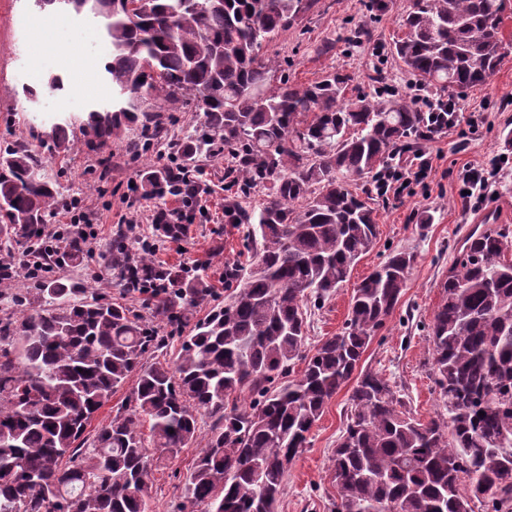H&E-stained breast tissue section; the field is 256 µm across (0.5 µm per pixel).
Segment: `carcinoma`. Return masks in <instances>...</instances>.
I'll use <instances>...</instances> for the list:
<instances>
[{
    "mask_svg": "<svg viewBox=\"0 0 512 512\" xmlns=\"http://www.w3.org/2000/svg\"><path fill=\"white\" fill-rule=\"evenodd\" d=\"M37 2L105 19L113 98L53 124L37 146L0 147V237L39 258L42 230L69 202L40 148L64 156L136 130L129 155L138 160L166 135L162 103L180 98L203 121L172 143L167 163L143 167L136 192L190 210L206 190L200 158H227L224 179L238 191L224 214L246 225L256 261L247 273L228 269L233 294L195 322L210 296L208 267L160 262L116 232L106 270L143 296L152 318L192 326L171 364L146 361L165 337L92 288L52 279L15 295L22 317H0V512H147L154 462L197 442L201 413L213 422L184 483L187 506L276 512L288 465L356 371L330 458L334 512L391 503L397 512H512L508 230L471 232L448 270L431 324L438 408L428 421L383 374L358 370L415 253L391 252L354 289L343 329L306 353L307 304L335 293L377 239L369 191L351 182L440 133L434 117L394 92L348 99L337 71L290 81L264 49L317 0ZM503 2L411 0L391 54L423 86L480 89L509 52ZM258 189L268 194L256 206ZM64 242L62 261L82 263V237ZM131 376L125 403L88 440L95 414ZM244 391L253 399L242 407Z\"/></svg>",
    "mask_w": 512,
    "mask_h": 512,
    "instance_id": "obj_1",
    "label": "carcinoma"
}]
</instances>
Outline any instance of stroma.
<instances>
[{
  "label": "stroma",
  "instance_id": "1",
  "mask_svg": "<svg viewBox=\"0 0 512 512\" xmlns=\"http://www.w3.org/2000/svg\"><path fill=\"white\" fill-rule=\"evenodd\" d=\"M369 2L318 0L266 51L278 55L289 79L300 85L339 69L350 78L346 90L350 98L376 89V78L382 73L388 77V89L404 90L405 80L389 46L402 33L399 20L410 0H391L386 10L376 13L369 11ZM109 55L110 44L99 18L42 8L36 0H0V144L30 138L32 133L47 130L57 117L84 112L89 104L111 102L112 86L103 72ZM54 77L61 79L62 89L50 87ZM27 87L37 90V102L25 98ZM461 100L469 109H484L486 121L478 128L452 129L423 142V149L434 158L432 176L411 186L407 194L375 197L378 236L373 249L308 319L306 345L312 350L341 330L356 285L390 251H414L417 262L405 294L366 351L362 366L390 379L423 421L438 407L430 326L442 300L441 285L448 268L463 239L477 228L482 213L495 212L500 225L512 229V171L501 175L493 194L477 210L463 209L458 179L463 167L488 164L512 149L505 141L512 130V54L486 85L464 93ZM103 159L110 161L111 168L107 191L101 194L90 185ZM50 163L61 172L64 190L78 200L86 217L84 228L91 235L86 244L90 255L83 264L54 266L53 276L82 281L122 301L135 314L145 315L141 297L125 293L101 270L102 247L117 228L132 223L137 236L130 239V247L139 248L145 240L153 244L161 261L185 266L197 260L208 263L213 289L196 309L201 317L229 294L222 284L225 263L237 261L246 266L252 261L242 245L243 226L229 223L224 216L228 197L224 160L201 159L206 180L203 211L180 239L166 241L153 227V203L137 199L134 193L140 165L129 159L124 141L112 140L95 151L80 145L69 156L51 158ZM351 391V386L342 387L313 427L308 447L289 468L277 512H331L336 492L329 478V458L344 428ZM198 452L195 445L181 449L155 468L149 512H180L184 482Z\"/></svg>",
  "mask_w": 512,
  "mask_h": 512
}]
</instances>
